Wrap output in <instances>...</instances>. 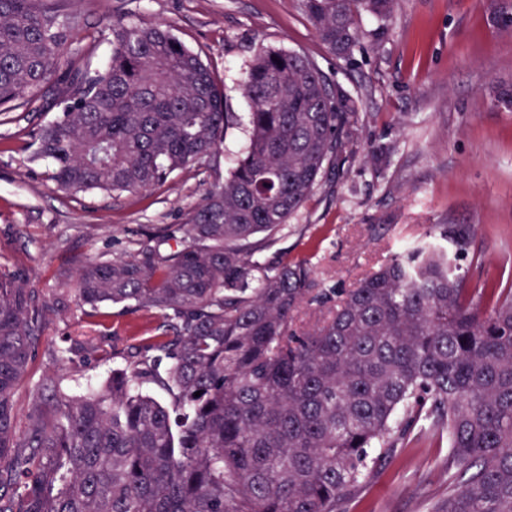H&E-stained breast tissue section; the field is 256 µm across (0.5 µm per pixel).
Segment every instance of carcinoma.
Returning <instances> with one entry per match:
<instances>
[{
	"label": "carcinoma",
	"instance_id": "obj_1",
	"mask_svg": "<svg viewBox=\"0 0 512 512\" xmlns=\"http://www.w3.org/2000/svg\"><path fill=\"white\" fill-rule=\"evenodd\" d=\"M303 4L346 56L357 12L387 18L395 0ZM492 20L511 30L512 8ZM71 23L61 0H0V112L55 75L69 88L35 133L59 190L136 193L202 160L219 166L237 116L200 54L161 24H114L90 76L62 68ZM242 95L246 143L188 222L60 282L55 304L75 294L92 324L103 305H125L161 313V332L85 388L43 378L23 424L13 396L51 306L0 270V512H341L421 419L451 448L435 512H512V289L468 288L473 225L437 224L432 241L338 292L302 261L263 260L358 117L291 50L260 51ZM306 299L321 318L295 328Z\"/></svg>",
	"mask_w": 512,
	"mask_h": 512
}]
</instances>
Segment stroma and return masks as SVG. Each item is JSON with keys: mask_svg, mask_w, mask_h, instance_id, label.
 I'll return each instance as SVG.
<instances>
[{"mask_svg": "<svg viewBox=\"0 0 512 512\" xmlns=\"http://www.w3.org/2000/svg\"><path fill=\"white\" fill-rule=\"evenodd\" d=\"M500 0H397L390 18L358 16L349 57L318 37L301 0H66L76 66L103 70L113 22L166 24L209 63L228 111L245 114L248 65L262 48L313 60L355 102L356 134L339 167L325 170L288 232L272 249L306 262L320 287L349 288L391 255L428 241L435 224H472L475 253L462 260L469 287L512 284V108L492 87L512 82V30L490 16ZM66 87L50 80L31 101L0 115V265L18 270L47 301L78 261L128 252L142 226L182 224L204 193L221 185L244 135L229 129L220 168L208 163L162 185L112 197L56 190L50 162L35 157L32 131L61 111ZM90 328L76 299L47 315V327L14 403L47 373L97 380L108 369L81 346L89 331L116 345L136 343L160 323L156 312L101 308ZM447 439L415 424L401 452L382 465L343 512H432L448 496Z\"/></svg>", "mask_w": 512, "mask_h": 512, "instance_id": "obj_1", "label": "stroma"}]
</instances>
